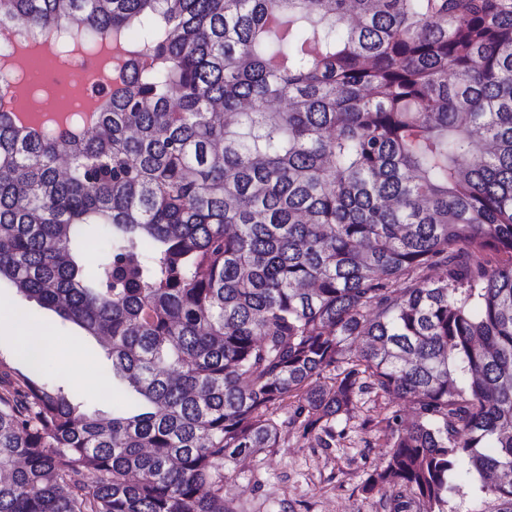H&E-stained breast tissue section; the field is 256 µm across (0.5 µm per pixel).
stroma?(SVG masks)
Masks as SVG:
<instances>
[{
  "label": "stroma",
  "instance_id": "1",
  "mask_svg": "<svg viewBox=\"0 0 512 512\" xmlns=\"http://www.w3.org/2000/svg\"><path fill=\"white\" fill-rule=\"evenodd\" d=\"M4 316L32 325L50 324L58 349L47 356L43 377L64 383L78 400L111 412V405L101 402L98 384L75 382L64 357L68 346L79 345L89 359V372L100 376L106 358L94 338L76 339L74 325L6 282L0 284V318ZM395 412L407 420L412 417L409 404L401 400L370 396L356 402L336 423L342 436L329 448L319 444L316 434L282 432L277 447L256 459L226 466L224 495L235 512H390L391 490L369 493L363 488L368 473L381 466L389 452L383 432L368 431L365 424ZM454 481L463 485L465 493L449 496L447 512H498L499 501L480 492L476 473L458 470Z\"/></svg>",
  "mask_w": 512,
  "mask_h": 512
}]
</instances>
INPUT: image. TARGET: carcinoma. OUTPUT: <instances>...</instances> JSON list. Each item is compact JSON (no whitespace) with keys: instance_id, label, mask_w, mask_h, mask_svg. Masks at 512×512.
I'll list each match as a JSON object with an SVG mask.
<instances>
[{"instance_id":"cac0c4a2","label":"carcinoma","mask_w":512,"mask_h":512,"mask_svg":"<svg viewBox=\"0 0 512 512\" xmlns=\"http://www.w3.org/2000/svg\"><path fill=\"white\" fill-rule=\"evenodd\" d=\"M0 24L112 41L82 132L0 118V280L107 337L138 407L26 359L0 512H234L224 468L278 445L277 409L329 447L369 394L415 420L385 419L365 490L446 512L467 465L512 512V0H0Z\"/></svg>"}]
</instances>
